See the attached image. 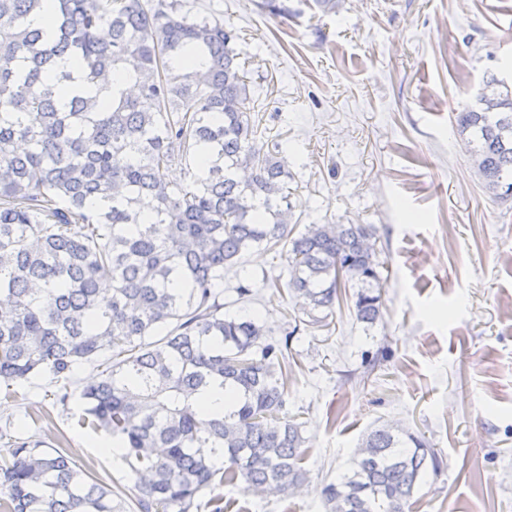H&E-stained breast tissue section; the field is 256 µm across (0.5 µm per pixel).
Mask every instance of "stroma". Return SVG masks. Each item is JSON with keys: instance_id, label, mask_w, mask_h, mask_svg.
<instances>
[{"instance_id": "35a3bbf8", "label": "stroma", "mask_w": 512, "mask_h": 512, "mask_svg": "<svg viewBox=\"0 0 512 512\" xmlns=\"http://www.w3.org/2000/svg\"><path fill=\"white\" fill-rule=\"evenodd\" d=\"M182 0L234 29L250 62L256 144L288 171L293 223L370 224L382 263L381 317L356 318L348 283L328 326L308 325L289 296L281 251L253 248L224 273L228 314L287 341L290 414L304 424L302 491L254 497L203 490L193 512H327L324 484L383 422L422 435L442 460L413 512H512V200L483 187L455 115L489 77L512 84V0ZM387 361L376 362L381 349ZM75 371L67 410L49 378L0 402V428L63 441L78 464L128 486L105 433L81 427Z\"/></svg>"}]
</instances>
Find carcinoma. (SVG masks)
<instances>
[{
    "label": "carcinoma",
    "mask_w": 512,
    "mask_h": 512,
    "mask_svg": "<svg viewBox=\"0 0 512 512\" xmlns=\"http://www.w3.org/2000/svg\"><path fill=\"white\" fill-rule=\"evenodd\" d=\"M0 0V387L110 353L83 385L79 425L124 449L135 494L59 448L17 438L0 456V512H192L205 489L265 496L307 481L303 423L288 416V343L224 314V270L254 247L286 248L288 291L309 324L362 284L356 317L381 316L370 224L289 228L288 171L254 147L234 30L181 0ZM456 113L484 188L512 197V88ZM187 168L173 184L169 167ZM111 291L101 288L103 281ZM224 387L227 411L200 400ZM224 458V467L213 463ZM440 461L390 423L324 485L328 512H406Z\"/></svg>",
    "instance_id": "obj_1"
}]
</instances>
